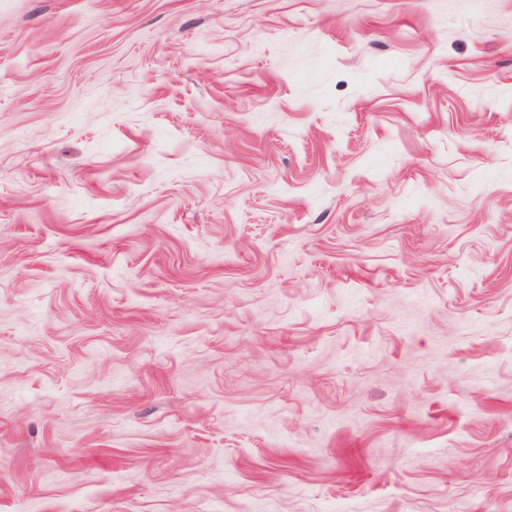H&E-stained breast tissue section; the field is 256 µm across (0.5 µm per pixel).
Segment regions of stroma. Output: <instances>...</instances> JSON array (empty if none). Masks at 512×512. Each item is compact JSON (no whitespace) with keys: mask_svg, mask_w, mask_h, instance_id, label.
<instances>
[{"mask_svg":"<svg viewBox=\"0 0 512 512\" xmlns=\"http://www.w3.org/2000/svg\"><path fill=\"white\" fill-rule=\"evenodd\" d=\"M0 512H512V0H0Z\"/></svg>","mask_w":512,"mask_h":512,"instance_id":"35a3bbf8","label":"stroma"}]
</instances>
